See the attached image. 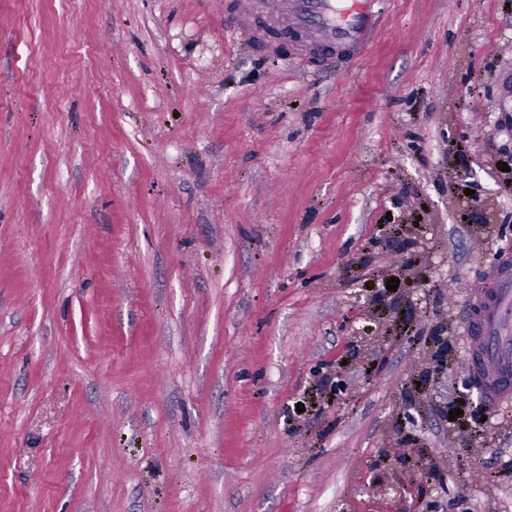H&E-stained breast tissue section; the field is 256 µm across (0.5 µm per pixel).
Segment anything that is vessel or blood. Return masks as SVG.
Instances as JSON below:
<instances>
[{
  "label": "vessel or blood",
  "mask_w": 512,
  "mask_h": 512,
  "mask_svg": "<svg viewBox=\"0 0 512 512\" xmlns=\"http://www.w3.org/2000/svg\"><path fill=\"white\" fill-rule=\"evenodd\" d=\"M385 0H263L284 27H315L323 51L351 62L367 48L385 15ZM469 320L471 366L483 383L486 407L512 398V254L502 253L495 274L474 293Z\"/></svg>",
  "instance_id": "b4317fda"
}]
</instances>
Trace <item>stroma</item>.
Segmentation results:
<instances>
[{
	"label": "stroma",
	"instance_id": "35a3bbf8",
	"mask_svg": "<svg viewBox=\"0 0 512 512\" xmlns=\"http://www.w3.org/2000/svg\"><path fill=\"white\" fill-rule=\"evenodd\" d=\"M238 27L0 0V512H512V400L461 387L512 8L390 0L351 64ZM389 222L431 286L387 291Z\"/></svg>",
	"mask_w": 512,
	"mask_h": 512
}]
</instances>
